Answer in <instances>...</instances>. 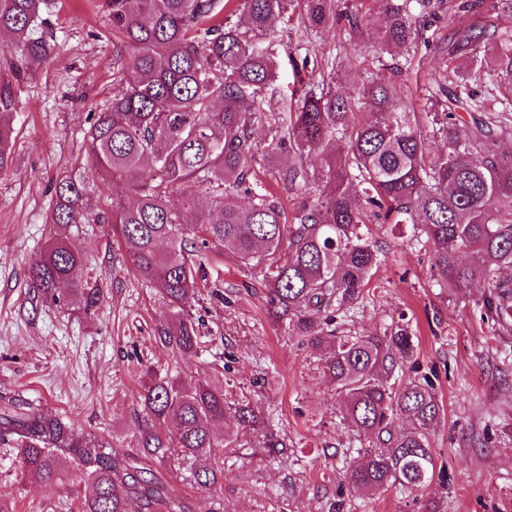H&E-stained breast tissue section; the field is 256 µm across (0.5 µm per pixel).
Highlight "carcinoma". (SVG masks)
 Here are the masks:
<instances>
[{
    "instance_id": "cac0c4a2",
    "label": "carcinoma",
    "mask_w": 512,
    "mask_h": 512,
    "mask_svg": "<svg viewBox=\"0 0 512 512\" xmlns=\"http://www.w3.org/2000/svg\"><path fill=\"white\" fill-rule=\"evenodd\" d=\"M385 24L356 9L345 12L350 31L365 36L376 54L355 96L336 82V63L291 60L295 73H319L301 83L295 110L266 104L279 57L265 36L277 21L306 34L340 22L338 0H107L112 32L132 49L119 59L114 79L122 89L92 115L85 133L92 179L66 176L54 187L53 237L31 259L29 287L52 302L74 300L86 311L103 295L83 277L85 256L71 244L87 215L93 185L119 183L135 203L112 202L94 221L112 224L135 272L171 311L159 338L172 357L198 351L201 336L191 307L204 278L201 259L212 252L257 270L268 315L313 348H328L323 375L343 389V420L357 441L370 438L349 464L348 483L372 494L401 488L420 492L443 478L430 431L443 408L428 377L407 378L414 352L409 324L340 335L339 313L360 308L365 286L380 266V249L366 221L410 224L428 246L430 268L443 284L462 290L479 282L481 308L495 324L512 321V154L496 151L512 121V29L461 0L448 5L460 22L444 46L448 65L427 87L425 111L408 97L401 77L423 40L420 17L433 0H384ZM45 0H0V35H11L21 57L42 61L57 50ZM13 66L0 70V170L12 160L15 109ZM471 113L468 138L459 139L455 116ZM446 150L428 147L420 114ZM267 128L265 149L254 138ZM320 151V164L311 154ZM276 169L295 195L315 194L288 213L267 191L260 173ZM204 196L208 207L196 200ZM473 260L465 262L462 255ZM71 295H58L59 285ZM234 412L255 422L247 405L224 404V383L156 377L141 398L145 427L141 454L104 450L81 439L61 419L22 395L0 393V439L16 435L24 475L62 484L70 460L84 467L78 512H128L138 498L146 512H189L168 493L144 459L194 458L201 492L220 500L217 471L224 449L215 423ZM173 422L176 435L164 427Z\"/></svg>"
}]
</instances>
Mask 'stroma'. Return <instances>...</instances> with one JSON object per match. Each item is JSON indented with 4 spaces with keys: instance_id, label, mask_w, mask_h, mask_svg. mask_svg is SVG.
I'll return each instance as SVG.
<instances>
[{
    "instance_id": "35a3bbf8",
    "label": "stroma",
    "mask_w": 512,
    "mask_h": 512,
    "mask_svg": "<svg viewBox=\"0 0 512 512\" xmlns=\"http://www.w3.org/2000/svg\"><path fill=\"white\" fill-rule=\"evenodd\" d=\"M49 11L58 50L21 67L12 162L0 171V391L40 401L83 439L134 451L152 372L191 371L204 381L220 374L228 403L250 406L257 417L253 426L232 417L222 423L237 437L217 476L224 512H329L334 501L340 512H512V326L498 330L483 317L480 284L458 292L437 282L410 225H369L382 263L343 329L371 334L403 316L418 338L419 371L433 375L443 407L430 443L445 480L416 495L392 489L370 496L349 485L356 451L336 409L342 393L323 377L321 351L268 317L259 273L231 258L207 263L192 308L204 343L177 362L157 334L170 310L136 276L111 225L87 221L75 240L87 272L104 288L94 313L33 297L28 264L50 238L53 185L89 174L87 117L111 100L121 50L105 0H49ZM308 47L336 55L337 81L349 92L373 54L363 37L337 28ZM444 63L439 45L418 49L403 74L414 99ZM267 434L276 447L262 446ZM148 466L191 512H212L191 462L175 472L153 459ZM81 478L75 468L67 486L39 483L22 475L15 452L0 444V499L15 512H76Z\"/></svg>"
}]
</instances>
